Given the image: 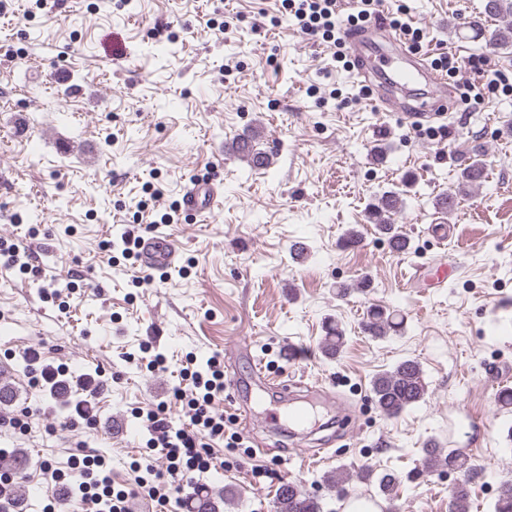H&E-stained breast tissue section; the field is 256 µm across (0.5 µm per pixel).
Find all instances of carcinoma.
I'll return each mask as SVG.
<instances>
[{
  "label": "carcinoma",
  "instance_id": "obj_1",
  "mask_svg": "<svg viewBox=\"0 0 512 512\" xmlns=\"http://www.w3.org/2000/svg\"><path fill=\"white\" fill-rule=\"evenodd\" d=\"M484 13L489 17L507 21L506 27L497 33L501 46H512V0H486ZM235 151L246 159L252 168L269 165V156L264 151L253 148L251 140L244 139L235 145ZM485 163L480 150H475L472 161L465 166L458 176V188L473 186L484 181ZM403 200L400 193L389 191L381 194L370 204V220L378 232L388 239L395 252H404L409 248V238L399 230L393 216L401 209ZM404 328L403 315L386 307L375 305L368 310L364 324L365 331L381 338L389 333H397ZM345 345V330L335 321L326 325L325 336L321 341V350L327 357L335 358ZM374 402L386 416H398L408 408L424 400L427 385L423 370L418 361L405 359L393 368L376 374L371 383ZM425 472L438 470L464 471L474 473L477 468L469 462V457L455 449L445 450L438 447L422 448ZM379 493L386 500H392L393 491L398 484V476L385 472L376 478ZM186 512H219L218 504L205 487L197 489L185 502ZM274 512H321L319 501L300 485L294 483L288 493H279L273 504ZM493 512H512V485L503 486L493 503Z\"/></svg>",
  "mask_w": 512,
  "mask_h": 512
}]
</instances>
